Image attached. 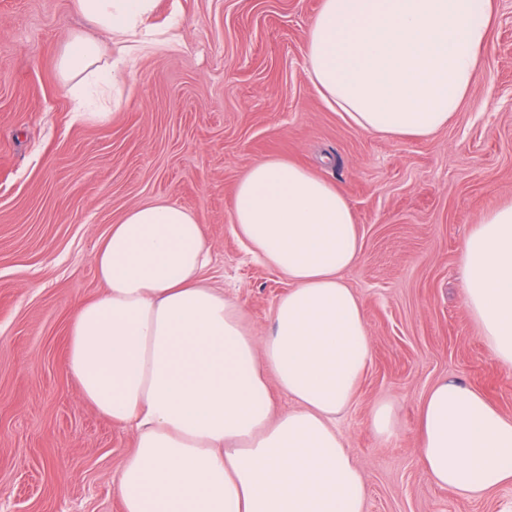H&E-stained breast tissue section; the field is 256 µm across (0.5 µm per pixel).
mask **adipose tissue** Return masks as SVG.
I'll list each match as a JSON object with an SVG mask.
<instances>
[{
	"instance_id": "adipose-tissue-1",
	"label": "adipose tissue",
	"mask_w": 512,
	"mask_h": 512,
	"mask_svg": "<svg viewBox=\"0 0 512 512\" xmlns=\"http://www.w3.org/2000/svg\"><path fill=\"white\" fill-rule=\"evenodd\" d=\"M105 34L134 36L156 0H76ZM492 0H321L307 34L311 83L355 128L425 139L470 97ZM58 68L85 112L113 64L76 36ZM232 229L287 279L271 332L207 276L211 247L188 209L137 204L95 253L103 288L71 313L66 370L83 398L129 430L114 482L124 512H364L365 476L337 417L370 360L364 306L344 272L362 243L347 198L282 158L238 182ZM463 302L500 365L512 366V203L461 249ZM292 402L275 411L271 389ZM419 460L436 485L476 498L512 484V418L444 378L426 393Z\"/></svg>"
}]
</instances>
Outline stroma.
Instances as JSON below:
<instances>
[{"instance_id": "35a3bbf8", "label": "stroma", "mask_w": 512, "mask_h": 512, "mask_svg": "<svg viewBox=\"0 0 512 512\" xmlns=\"http://www.w3.org/2000/svg\"><path fill=\"white\" fill-rule=\"evenodd\" d=\"M320 0H157L160 40L112 93L108 120L79 121L57 62L74 35L101 36L76 0H0V512H123L113 480L133 446L66 372L70 316L102 285L94 252L126 210L178 203L213 248L209 275L257 337L289 285L231 229L255 162L290 159L348 199L362 239L344 273L364 304L372 359L339 417L362 467L365 512H512V484L479 499L419 463L429 388L455 378L512 417V368L467 313L461 247L512 202V0H493L489 44L456 120L430 138L387 139L327 107L305 44ZM396 413L390 439L375 405ZM371 425L376 435L388 439L395 433L396 419L392 407L388 404H378L371 413Z\"/></svg>"}]
</instances>
